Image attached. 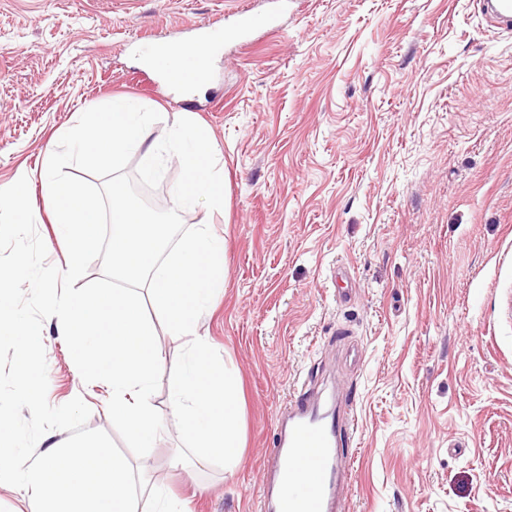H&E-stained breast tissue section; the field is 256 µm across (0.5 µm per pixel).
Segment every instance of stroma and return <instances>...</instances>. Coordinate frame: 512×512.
I'll return each instance as SVG.
<instances>
[{"label":"stroma","instance_id":"stroma-1","mask_svg":"<svg viewBox=\"0 0 512 512\" xmlns=\"http://www.w3.org/2000/svg\"><path fill=\"white\" fill-rule=\"evenodd\" d=\"M274 27L237 36L232 0H0V189L45 168L81 114L122 97L205 124L224 171V292L197 333L236 368L245 448L234 471L174 464L171 370L157 326L147 466L191 512H260L261 464L294 389L339 393L357 429L346 512H512V29L479 0H245ZM225 32L203 91L137 62L136 38ZM48 263L67 251L42 187ZM48 401L79 397L111 431L110 386L84 383L54 319Z\"/></svg>","mask_w":512,"mask_h":512}]
</instances>
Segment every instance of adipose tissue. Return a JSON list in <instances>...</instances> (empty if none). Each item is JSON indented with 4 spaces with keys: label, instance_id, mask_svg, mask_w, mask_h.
<instances>
[{
    "label": "adipose tissue",
    "instance_id": "1",
    "mask_svg": "<svg viewBox=\"0 0 512 512\" xmlns=\"http://www.w3.org/2000/svg\"><path fill=\"white\" fill-rule=\"evenodd\" d=\"M210 59L211 53L169 44L160 50V62L140 57L142 66L158 67L165 81L179 89L200 90L206 75L185 77L181 63L186 55ZM7 422L0 417V474L17 477L26 487L29 512H140L141 500H149L150 512H180L162 487L149 477L134 481L133 468L124 457L104 446L82 441L47 444L38 457L21 455L5 436Z\"/></svg>",
    "mask_w": 512,
    "mask_h": 512
}]
</instances>
